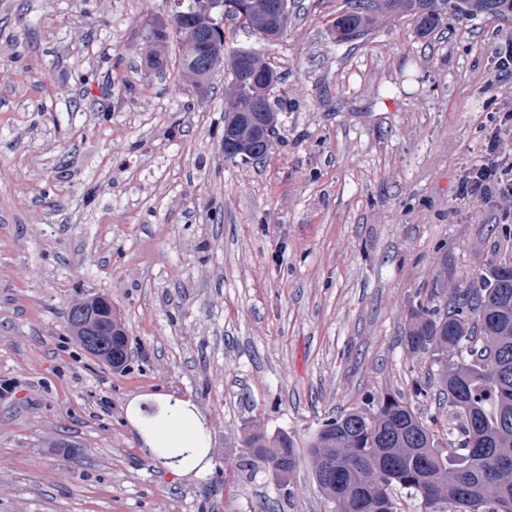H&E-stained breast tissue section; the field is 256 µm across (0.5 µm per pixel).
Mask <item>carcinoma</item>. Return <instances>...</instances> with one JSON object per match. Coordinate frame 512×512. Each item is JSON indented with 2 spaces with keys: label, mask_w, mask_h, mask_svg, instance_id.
Returning <instances> with one entry per match:
<instances>
[{
  "label": "carcinoma",
  "mask_w": 512,
  "mask_h": 512,
  "mask_svg": "<svg viewBox=\"0 0 512 512\" xmlns=\"http://www.w3.org/2000/svg\"><path fill=\"white\" fill-rule=\"evenodd\" d=\"M269 0H243L242 11L224 16L264 42ZM400 13L428 35L450 13L461 16L512 15V0H344L331 22L338 43L365 35L378 14ZM246 48L212 55L201 70L179 58L181 72L195 87L226 67L231 82L224 125L240 127L254 102L255 117L277 123L284 96L276 94L280 74L268 65L250 78L242 74ZM80 320H67L72 335L96 336L102 347L92 355L119 368L127 358L128 336L104 297L75 304ZM408 349L429 355L436 366L439 394L455 410V423L441 431L404 399L390 393L368 394L363 405L323 421L307 453L315 481L336 512H397L394 490L407 491L421 512H512V265L493 250L472 276V285L454 289L446 308L418 301L410 308L405 334ZM239 468L257 463L282 486L298 466L292 437L247 434Z\"/></svg>",
  "instance_id": "carcinoma-1"
}]
</instances>
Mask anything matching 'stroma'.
<instances>
[{"mask_svg": "<svg viewBox=\"0 0 512 512\" xmlns=\"http://www.w3.org/2000/svg\"><path fill=\"white\" fill-rule=\"evenodd\" d=\"M340 0H291L274 45L230 30L284 76L269 154L224 156L227 70L203 88L145 61L172 0H0V512H332L309 457L287 487L236 470L249 430L306 448L366 394L419 395L408 310L465 286L512 203L460 199L512 77V17L449 15L421 35L388 14L333 41ZM105 296L121 372L66 317ZM189 404L203 458L149 452L152 414Z\"/></svg>", "mask_w": 512, "mask_h": 512, "instance_id": "stroma-1", "label": "stroma"}]
</instances>
